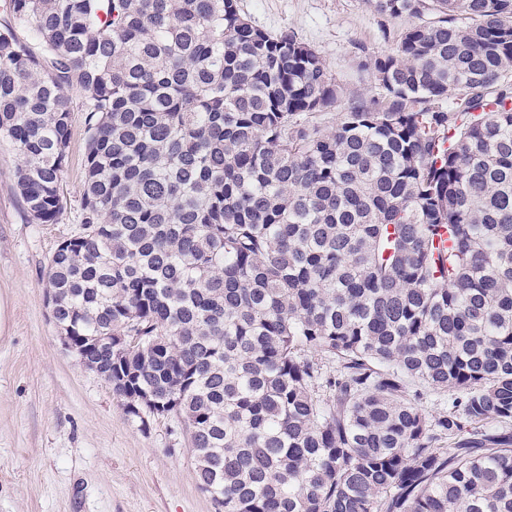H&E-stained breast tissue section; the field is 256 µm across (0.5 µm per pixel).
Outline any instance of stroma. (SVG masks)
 <instances>
[{"label": "stroma", "instance_id": "1", "mask_svg": "<svg viewBox=\"0 0 512 512\" xmlns=\"http://www.w3.org/2000/svg\"><path fill=\"white\" fill-rule=\"evenodd\" d=\"M251 23L293 32L326 63L345 95L317 114L334 125L347 95L375 94L360 63L395 46L408 17L368 0H238ZM72 103L64 209L30 223L15 190L20 159L0 139V512H216L197 480L181 423L130 419L111 385L64 349L46 303L47 264L79 226L87 147L86 96Z\"/></svg>", "mask_w": 512, "mask_h": 512}]
</instances>
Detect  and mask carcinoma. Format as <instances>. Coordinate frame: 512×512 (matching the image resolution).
Segmentation results:
<instances>
[{
    "instance_id": "cac0c4a2",
    "label": "carcinoma",
    "mask_w": 512,
    "mask_h": 512,
    "mask_svg": "<svg viewBox=\"0 0 512 512\" xmlns=\"http://www.w3.org/2000/svg\"><path fill=\"white\" fill-rule=\"evenodd\" d=\"M369 2L433 18L325 127V62L237 0H5L34 223L86 94L53 321L128 417L183 423L218 512H512V0Z\"/></svg>"
}]
</instances>
